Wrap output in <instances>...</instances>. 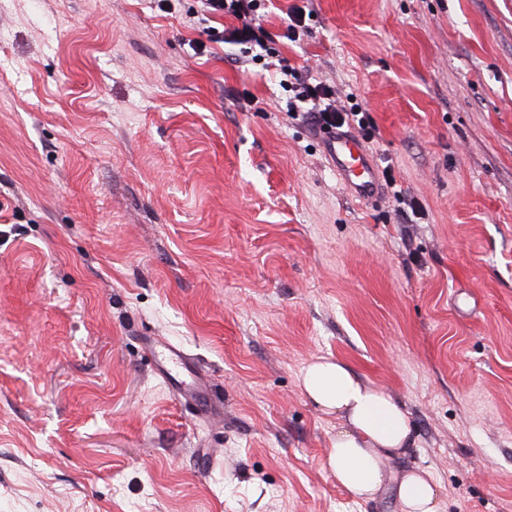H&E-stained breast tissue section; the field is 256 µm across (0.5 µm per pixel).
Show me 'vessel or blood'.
<instances>
[{
	"mask_svg": "<svg viewBox=\"0 0 512 512\" xmlns=\"http://www.w3.org/2000/svg\"><path fill=\"white\" fill-rule=\"evenodd\" d=\"M325 152L336 172L340 185L355 199L377 200L380 183L377 168L359 135L336 132L325 137Z\"/></svg>",
	"mask_w": 512,
	"mask_h": 512,
	"instance_id": "obj_1",
	"label": "vessel or blood"
}]
</instances>
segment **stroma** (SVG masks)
Segmentation results:
<instances>
[{
	"label": "stroma",
	"mask_w": 512,
	"mask_h": 512,
	"mask_svg": "<svg viewBox=\"0 0 512 512\" xmlns=\"http://www.w3.org/2000/svg\"><path fill=\"white\" fill-rule=\"evenodd\" d=\"M198 7L0 0V512H401L329 467L320 356L405 404L387 473L512 512V0H272L265 66L196 55ZM284 62L368 110L377 202ZM324 149L340 185L353 198L361 202L378 199V171L359 135L336 130L334 135L325 137Z\"/></svg>",
	"instance_id": "stroma-1"
}]
</instances>
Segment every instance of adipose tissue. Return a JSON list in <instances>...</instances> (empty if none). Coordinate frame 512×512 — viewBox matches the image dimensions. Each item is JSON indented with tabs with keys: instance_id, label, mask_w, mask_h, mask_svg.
Returning a JSON list of instances; mask_svg holds the SVG:
<instances>
[{
	"instance_id": "ef3b65f1",
	"label": "adipose tissue",
	"mask_w": 512,
	"mask_h": 512,
	"mask_svg": "<svg viewBox=\"0 0 512 512\" xmlns=\"http://www.w3.org/2000/svg\"><path fill=\"white\" fill-rule=\"evenodd\" d=\"M299 385L310 402L342 421L327 452L337 481L357 499H375L386 482L385 462L414 444L404 403L328 357L308 363ZM395 491L402 512H442L440 485L428 470L402 472Z\"/></svg>"
}]
</instances>
